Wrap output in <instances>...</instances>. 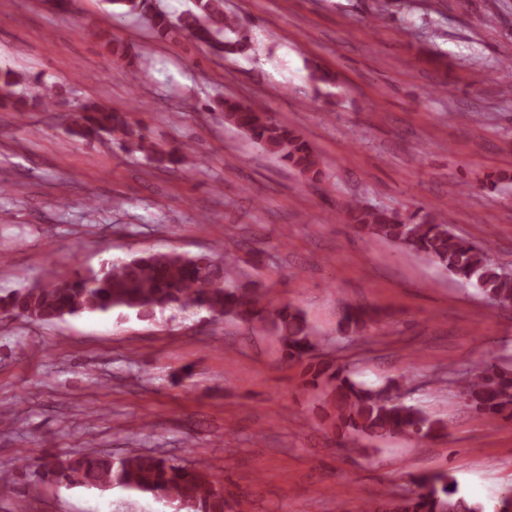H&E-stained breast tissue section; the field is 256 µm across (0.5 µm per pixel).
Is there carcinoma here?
I'll return each instance as SVG.
<instances>
[{
    "label": "carcinoma",
    "mask_w": 512,
    "mask_h": 512,
    "mask_svg": "<svg viewBox=\"0 0 512 512\" xmlns=\"http://www.w3.org/2000/svg\"><path fill=\"white\" fill-rule=\"evenodd\" d=\"M128 13L145 17L162 35L178 31L195 43L222 55L250 50L247 31L224 10V0H193L194 8L177 20L163 11H152L148 0H108ZM55 87L41 84L12 70L0 71V107L29 112L49 109L55 102ZM257 103L229 96L217 103L224 121L244 133L258 148L275 154L311 180L321 173L322 162L309 143L294 129L276 122L267 112L255 110ZM72 118L76 133L92 141L108 135L124 145L146 150L157 160L179 167L195 163L187 146L166 150L147 143L142 129L129 113L93 102H77ZM342 219L361 233L388 240L424 257L440 269L478 289L501 308L512 306V275L491 259L489 242L460 238L444 221L425 214L405 216L349 201ZM206 309L215 319L228 318L250 329L277 336L289 360L307 361L309 384L320 397L317 409L330 427L346 434L351 444L405 435L419 443L438 435L443 422L405 402L398 384L371 388L351 379L343 365L314 361L321 338L295 305L280 306L270 292L238 278L236 260L209 255L188 256L176 252L143 253L113 262L98 271L79 274L71 280H52L0 298V314L33 321H49L84 311H118L140 320L155 321L167 311L181 313ZM368 314L351 310L344 318L347 334H357ZM464 405L482 418L512 417V369L484 363L470 371L458 390ZM41 478L66 485L109 489L122 487L135 494L178 503L180 512H226L224 489L214 487L201 465L149 453L121 457L98 451H74L44 465ZM418 489L390 499H375L366 512H484L481 504L458 495L451 475L439 474L417 483Z\"/></svg>",
    "instance_id": "carcinoma-1"
}]
</instances>
